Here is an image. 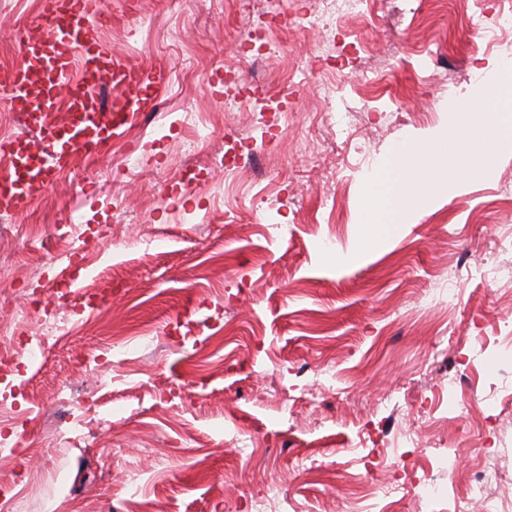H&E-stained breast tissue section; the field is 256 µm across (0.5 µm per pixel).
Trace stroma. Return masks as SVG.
Instances as JSON below:
<instances>
[{
	"instance_id": "stroma-1",
	"label": "stroma",
	"mask_w": 512,
	"mask_h": 512,
	"mask_svg": "<svg viewBox=\"0 0 512 512\" xmlns=\"http://www.w3.org/2000/svg\"><path fill=\"white\" fill-rule=\"evenodd\" d=\"M309 5L105 0L117 22L95 37L169 80L0 223L16 326L59 328L0 395L17 512H453L450 456L489 465L512 512V148L354 253L365 182L444 127L477 63L512 61V37L472 55L469 0H376L314 30ZM37 14L0 0L4 68ZM244 142L258 154L226 171ZM70 239L94 303L56 278ZM470 385L482 401L457 413L446 396Z\"/></svg>"
}]
</instances>
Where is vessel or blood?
<instances>
[{
  "mask_svg": "<svg viewBox=\"0 0 512 512\" xmlns=\"http://www.w3.org/2000/svg\"><path fill=\"white\" fill-rule=\"evenodd\" d=\"M41 33L22 42L24 67L0 73L6 102L23 126L21 134L0 140V159L8 165L0 177V211L18 212L69 166L75 153L94 158L139 112L142 99L165 84L169 71L112 57L92 35L107 20L102 0H41ZM112 90L105 109L100 88ZM66 100L63 120L49 122L53 104Z\"/></svg>",
  "mask_w": 512,
  "mask_h": 512,
  "instance_id": "vessel-or-blood-1",
  "label": "vessel or blood"
}]
</instances>
